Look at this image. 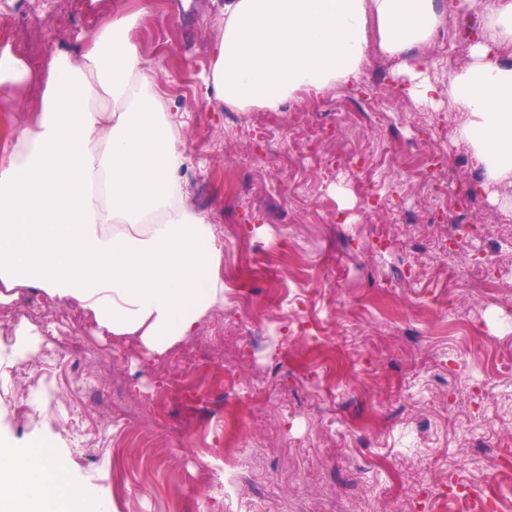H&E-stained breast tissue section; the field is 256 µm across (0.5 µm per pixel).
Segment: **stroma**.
<instances>
[{
  "instance_id": "35a3bbf8",
  "label": "stroma",
  "mask_w": 512,
  "mask_h": 512,
  "mask_svg": "<svg viewBox=\"0 0 512 512\" xmlns=\"http://www.w3.org/2000/svg\"><path fill=\"white\" fill-rule=\"evenodd\" d=\"M141 2L0 0V50L31 69L0 87V123L40 111L57 48ZM456 2L441 0L454 35L420 50L440 107L374 45L359 82L255 113L195 96L224 33L214 0H152L137 42L183 123L187 188L224 239V306L193 348L149 355L14 289L5 307L37 313V346L17 358L19 322L0 325V451L52 449L82 512H476L479 497L512 512V209L496 199L512 184L470 181L446 106L490 6ZM430 155L445 168L435 195ZM459 197L471 208L451 209ZM478 251L493 284L469 268ZM227 466L258 478L232 502L204 483Z\"/></svg>"
}]
</instances>
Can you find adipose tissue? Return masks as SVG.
Instances as JSON below:
<instances>
[{"mask_svg":"<svg viewBox=\"0 0 512 512\" xmlns=\"http://www.w3.org/2000/svg\"><path fill=\"white\" fill-rule=\"evenodd\" d=\"M224 34L206 102L278 110L297 91L357 81L370 39L401 58L408 93L438 88L411 50L440 23L439 0H219ZM114 15L84 47L47 63L43 108L1 129L0 302L34 286L87 310L98 328L162 353L224 305V241L184 187L181 127L134 39ZM512 0H498L448 106L487 184L512 178ZM78 493L50 450L0 455V512H74Z\"/></svg>","mask_w":512,"mask_h":512,"instance_id":"1","label":"adipose tissue"}]
</instances>
